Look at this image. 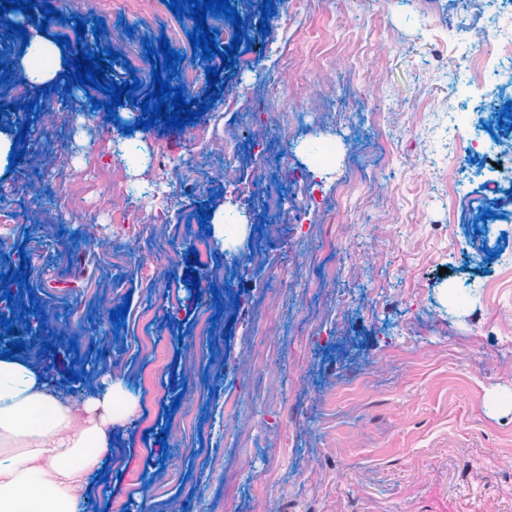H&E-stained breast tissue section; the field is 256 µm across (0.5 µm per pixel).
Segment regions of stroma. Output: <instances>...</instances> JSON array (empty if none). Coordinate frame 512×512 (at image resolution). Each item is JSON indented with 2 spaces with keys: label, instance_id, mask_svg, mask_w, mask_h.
Instances as JSON below:
<instances>
[{
  "label": "stroma",
  "instance_id": "obj_1",
  "mask_svg": "<svg viewBox=\"0 0 512 512\" xmlns=\"http://www.w3.org/2000/svg\"><path fill=\"white\" fill-rule=\"evenodd\" d=\"M96 3L105 26L86 32V43L122 49L106 80L129 82L125 58L163 37L200 61L188 38L193 23H180L167 0H137L125 12ZM510 16L470 0H285L269 16L245 17L249 37L269 51L257 57L239 47L223 108L208 104L198 121L139 128L146 86L92 136L74 121L90 111L95 88L45 115V158L27 176L32 194L0 193V242L10 246L0 262L25 270L31 290L16 304L32 297L56 315L34 330L60 337L47 375L54 392L99 394L109 372L134 406L113 424L115 458L102 460L104 476L89 480L84 498L102 512L115 496L139 512H512V287L492 304L482 291L512 268V219L490 229L494 258L475 259L490 172L466 157L456 188L436 180L422 190L413 177L445 165L448 113L490 123L494 82L457 87L448 75L466 65L460 30L484 33L490 53L498 19ZM273 83L280 92L259 127L268 146L261 162L286 203L270 230L250 153L239 160L236 191L207 167L185 176L182 161L223 148L225 125ZM284 116L295 124L288 141L278 138ZM124 126L134 132L118 159L113 143ZM71 144L84 178L60 161ZM151 156L166 167L148 166ZM292 168L309 179L291 181ZM119 179L126 189H176L181 202L156 209L114 193ZM47 184L62 230L30 234L15 249L16 219ZM77 207L95 210L98 223L73 221ZM202 207L212 215L199 225ZM300 208L310 223H296ZM205 228L217 249L241 254L237 274L256 285L209 304L232 315L217 346L172 313L171 298L188 306L195 295L186 268L169 281L162 263ZM124 304V323L111 322ZM150 334L162 337L166 365L147 398L138 378L152 359L140 346ZM70 370L78 379L67 378ZM187 392L199 400L197 426L187 437L169 434L181 459L147 453L145 425H167L166 407ZM233 392L260 393L269 407L245 425L228 423L224 397ZM156 481L165 496L154 495Z\"/></svg>",
  "mask_w": 512,
  "mask_h": 512
}]
</instances>
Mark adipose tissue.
<instances>
[{
  "label": "adipose tissue",
  "instance_id": "ef3b65f1",
  "mask_svg": "<svg viewBox=\"0 0 512 512\" xmlns=\"http://www.w3.org/2000/svg\"><path fill=\"white\" fill-rule=\"evenodd\" d=\"M122 397L113 387L61 400L30 360L0 358V512H77L110 453Z\"/></svg>",
  "mask_w": 512,
  "mask_h": 512
}]
</instances>
